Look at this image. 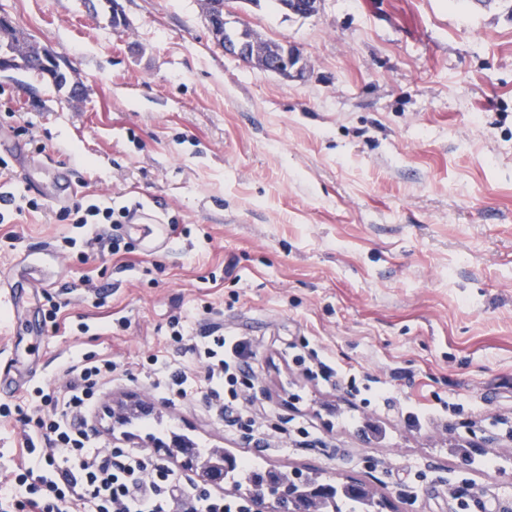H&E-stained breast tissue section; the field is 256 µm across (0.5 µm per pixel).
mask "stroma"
<instances>
[{
    "label": "stroma",
    "mask_w": 512,
    "mask_h": 512,
    "mask_svg": "<svg viewBox=\"0 0 512 512\" xmlns=\"http://www.w3.org/2000/svg\"><path fill=\"white\" fill-rule=\"evenodd\" d=\"M114 29L90 0H0L72 70L79 97L33 75H0V365L24 402L78 353L116 376L89 418L107 443L161 448L173 429L207 448L370 486L384 512H452L469 487L512 512V0H321L315 14L228 0L229 25L304 61L284 80L226 54L200 0H121ZM69 166L76 201L140 205L172 225L166 247L99 255L59 204L25 184ZM76 240L63 254L65 239ZM66 328L43 317L44 293ZM186 342L209 327L248 338L252 394L269 429L300 423L323 448L258 449L202 403L170 405L149 356L194 376ZM378 376L394 403L367 406L304 378L305 347ZM141 398L149 417L109 407ZM450 411H443V404ZM439 411L416 427L408 405ZM473 448V464L452 455Z\"/></svg>",
    "instance_id": "stroma-1"
}]
</instances>
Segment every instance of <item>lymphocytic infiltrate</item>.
<instances>
[{"label": "lymphocytic infiltrate", "instance_id": "lymphocytic-infiltrate-1", "mask_svg": "<svg viewBox=\"0 0 512 512\" xmlns=\"http://www.w3.org/2000/svg\"><path fill=\"white\" fill-rule=\"evenodd\" d=\"M129 215L100 201L65 213L72 223L88 226L93 242L111 255L133 252L135 246L100 227L127 223ZM180 324L177 318L171 322L179 351L200 364L204 375L192 391L185 372L154 370L157 394L170 403L201 394L206 407L226 419L232 435L254 442L260 433L256 408L244 391L255 357L250 341L227 331L188 344ZM116 370L111 359L83 353L62 366V390L36 387L33 412L19 405L0 407L1 416L19 423L23 439L13 480L0 484V512H255L254 500L199 488L145 450L97 446L88 417Z\"/></svg>", "mask_w": 512, "mask_h": 512}]
</instances>
